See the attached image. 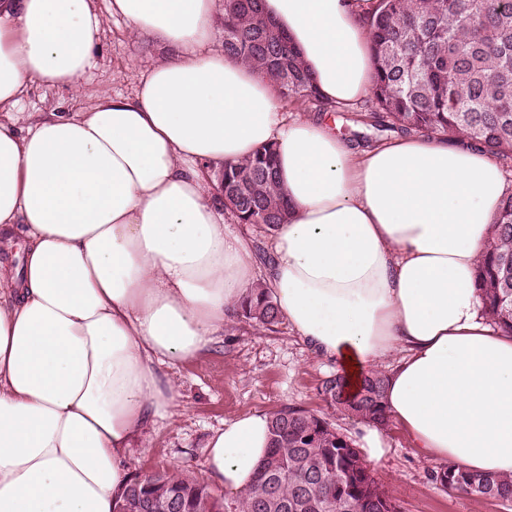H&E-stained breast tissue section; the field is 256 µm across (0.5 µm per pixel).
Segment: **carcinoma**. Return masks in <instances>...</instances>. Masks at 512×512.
<instances>
[{
  "label": "carcinoma",
  "instance_id": "obj_1",
  "mask_svg": "<svg viewBox=\"0 0 512 512\" xmlns=\"http://www.w3.org/2000/svg\"><path fill=\"white\" fill-rule=\"evenodd\" d=\"M375 77L371 103L343 119L357 127L349 142L367 148L383 138L411 133L440 135L483 147L512 160V0H377L367 19ZM224 53L269 77L283 99L336 106L319 95L288 38L275 34L260 0H224ZM272 145L224 166V207L237 224L272 230L288 215L278 188ZM484 313L512 333V195L478 260ZM239 315L263 326L280 320L263 283L252 287ZM386 371L363 378L346 396L343 375L322 381L319 394L333 411L387 422ZM336 473L335 491L322 476ZM431 479L448 492L496 500L512 507V476L470 472L444 464ZM116 512H224V501L184 472L164 471L152 484L132 476ZM236 512H401L383 490L353 442L329 421L295 408L272 415L271 442L249 491Z\"/></svg>",
  "mask_w": 512,
  "mask_h": 512
}]
</instances>
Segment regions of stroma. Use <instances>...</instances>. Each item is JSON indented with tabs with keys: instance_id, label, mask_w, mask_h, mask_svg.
Here are the masks:
<instances>
[{
	"instance_id": "1",
	"label": "stroma",
	"mask_w": 512,
	"mask_h": 512,
	"mask_svg": "<svg viewBox=\"0 0 512 512\" xmlns=\"http://www.w3.org/2000/svg\"><path fill=\"white\" fill-rule=\"evenodd\" d=\"M103 16L104 37L95 68L78 82L77 90L30 85L20 105L24 112H76L103 94H130L138 71L163 58V51L147 38L129 33L122 21L108 13V0H95ZM333 360L313 354L301 336L278 323L268 329L237 318L201 356L163 373L178 391V413L157 419L131 448V473L181 469L211 484L215 495L233 512L235 497L212 485L205 467L211 434L236 416L255 411L274 413L285 407L334 418L349 438L357 436V419L333 416L318 388L335 372ZM391 451L372 465L378 482L402 512H505L503 506L466 496L448 495L430 479L435 463L417 457L408 436L387 424Z\"/></svg>"
}]
</instances>
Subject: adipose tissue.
<instances>
[{"instance_id":"1","label":"adipose tissue","mask_w":512,"mask_h":512,"mask_svg":"<svg viewBox=\"0 0 512 512\" xmlns=\"http://www.w3.org/2000/svg\"><path fill=\"white\" fill-rule=\"evenodd\" d=\"M219 0H109L168 55L133 95L78 112L16 109L30 84L75 88L100 50L94 0H0V512H112L126 454L177 413L164 364L201 355L264 283L356 394L388 356L385 409L419 456L512 474V335L483 317L477 261L512 180L492 152L420 133L357 150L289 114L215 49ZM375 0H263L326 101L371 91ZM276 146L288 220L228 231L220 172ZM270 416L225 422L206 467L230 496L268 454Z\"/></svg>"}]
</instances>
